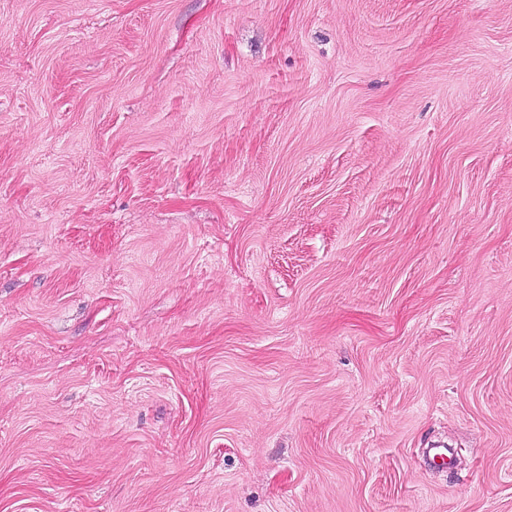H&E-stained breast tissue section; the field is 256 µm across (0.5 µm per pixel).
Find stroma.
Masks as SVG:
<instances>
[{
    "mask_svg": "<svg viewBox=\"0 0 512 512\" xmlns=\"http://www.w3.org/2000/svg\"><path fill=\"white\" fill-rule=\"evenodd\" d=\"M0 512H512V0H0Z\"/></svg>",
    "mask_w": 512,
    "mask_h": 512,
    "instance_id": "obj_1",
    "label": "stroma"
}]
</instances>
